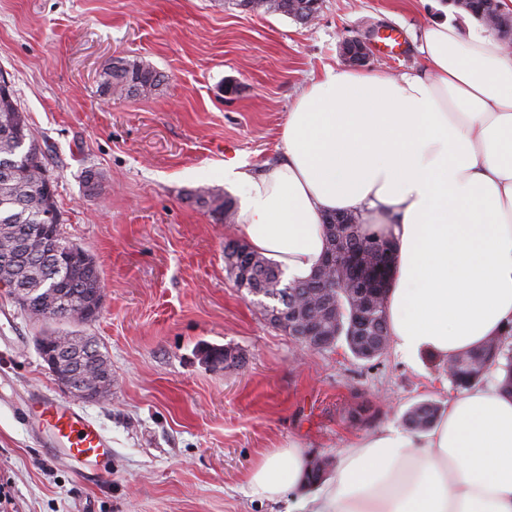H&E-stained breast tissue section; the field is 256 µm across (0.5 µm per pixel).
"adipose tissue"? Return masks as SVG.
Returning a JSON list of instances; mask_svg holds the SVG:
<instances>
[{
    "mask_svg": "<svg viewBox=\"0 0 512 512\" xmlns=\"http://www.w3.org/2000/svg\"><path fill=\"white\" fill-rule=\"evenodd\" d=\"M420 53L397 79L325 68L291 105L280 160L224 171L243 190L239 234L288 279L320 265L328 214L386 227L389 334L412 364L512 333V54L493 31L464 36L445 20ZM493 374L426 432L389 428L338 449L317 484L303 448L272 449L249 492L285 512H512V389Z\"/></svg>",
    "mask_w": 512,
    "mask_h": 512,
    "instance_id": "adipose-tissue-1",
    "label": "adipose tissue"
}]
</instances>
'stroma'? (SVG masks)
I'll list each match as a JSON object with an SVG mask.
<instances>
[{
	"instance_id": "1",
	"label": "stroma",
	"mask_w": 512,
	"mask_h": 512,
	"mask_svg": "<svg viewBox=\"0 0 512 512\" xmlns=\"http://www.w3.org/2000/svg\"><path fill=\"white\" fill-rule=\"evenodd\" d=\"M443 18L465 34L479 25L451 0H322L308 25L236 0H0V71L51 151L64 234L105 288L98 317L74 324L32 318L0 286V512H278L247 494L264 453L295 444L332 459L411 405L455 395L439 358L411 365L391 347L362 362L273 327L225 268L234 225L195 201L239 200L225 167L278 160L297 89L342 67L343 38L396 30V55L372 52L368 69L397 77L421 66L423 32ZM117 57L163 82L105 97L99 74ZM53 332L91 337L110 360L108 396L81 404L112 442L109 473L79 477L21 418L33 391L69 397L36 349ZM207 346L242 365L206 364ZM361 407L366 422L352 423Z\"/></svg>"
}]
</instances>
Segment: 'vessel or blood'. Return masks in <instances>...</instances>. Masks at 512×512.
<instances>
[{"label":"vessel or blood","mask_w":512,"mask_h":512,"mask_svg":"<svg viewBox=\"0 0 512 512\" xmlns=\"http://www.w3.org/2000/svg\"><path fill=\"white\" fill-rule=\"evenodd\" d=\"M22 412L44 446L69 461L93 467L96 473L111 469L112 446L100 426L81 408L43 394L28 401Z\"/></svg>","instance_id":"obj_1"}]
</instances>
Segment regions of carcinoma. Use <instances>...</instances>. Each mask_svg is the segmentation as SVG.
<instances>
[{
	"label": "carcinoma",
	"mask_w": 512,
	"mask_h": 512,
	"mask_svg": "<svg viewBox=\"0 0 512 512\" xmlns=\"http://www.w3.org/2000/svg\"><path fill=\"white\" fill-rule=\"evenodd\" d=\"M264 7L269 11L288 14V0H240V6ZM163 81V75L141 61L126 58L106 63L101 74V91L113 99L145 96ZM51 156L33 133L24 112L19 107L14 88L0 91V252L14 254L13 263L3 273V280L15 289H43L52 300L67 299L75 311L83 310L85 289L80 278L68 266L58 264L51 248L33 238L36 224H50V213L60 214L56 195L47 191L51 180ZM196 202L207 208L218 222L233 215V202L219 194L202 191ZM351 246L370 254L381 250L395 251L393 239L375 230L351 241ZM238 287L258 298L264 316L277 317L292 308L294 296L305 299L308 324L332 334L333 341L345 342L357 360L380 358L388 346L385 298L371 295L357 298L348 288V272L329 267L324 285L309 283V279L291 281L290 293L283 294L282 272L259 254L250 251L247 260L230 270ZM374 315L371 326L358 329L355 325L358 303ZM505 360V385L512 386V351L488 342L478 351L465 352L453 360L449 376L452 385L462 389L479 383L488 365ZM439 406L429 400L417 402L403 414L405 427L416 433L429 430L437 421Z\"/></svg>",
	"instance_id": "carcinoma-1"
}]
</instances>
